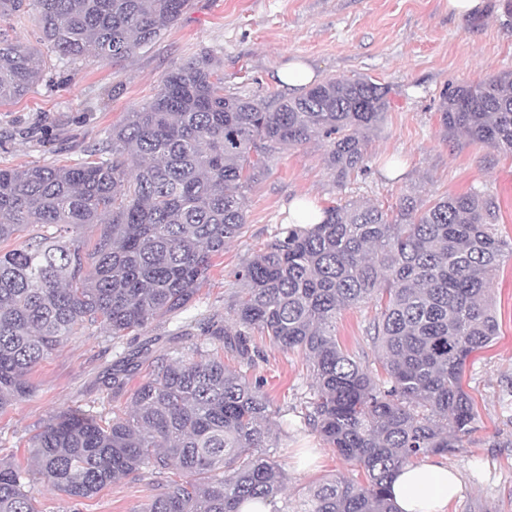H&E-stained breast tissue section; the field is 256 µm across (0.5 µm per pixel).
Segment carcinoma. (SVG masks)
<instances>
[{"label": "carcinoma", "instance_id": "obj_1", "mask_svg": "<svg viewBox=\"0 0 512 512\" xmlns=\"http://www.w3.org/2000/svg\"><path fill=\"white\" fill-rule=\"evenodd\" d=\"M190 0H0V22L30 7L58 59L114 62L155 41ZM34 49L0 29V105L43 80ZM390 88L364 76L329 78L264 101L224 90L205 53L169 72L147 104L72 165L0 168V412L28 397L32 370L75 331L99 325L119 339L180 313L215 257L244 233L247 191L281 150L321 141L337 183L366 171L370 135ZM443 135L512 154V70L439 96ZM498 200L475 188L407 196L397 210L348 200L319 224L280 226L235 271L224 316L184 321L253 367L256 336L303 355L313 395L303 420L321 443L363 467L365 482L328 479L298 512H396L390 484L421 456L447 455L472 431L462 384L469 356L498 323L491 280L512 240L496 228ZM103 228L90 252L78 230ZM371 302L374 361L340 345L336 316ZM135 351L112 368L120 391ZM262 381L224 367L196 345L153 357L132 410L109 421L70 410L30 438L35 471L79 503L148 473L160 478L144 512H241L285 489L274 460ZM181 472L179 478L169 470ZM29 472L0 460V512H38Z\"/></svg>", "mask_w": 512, "mask_h": 512}]
</instances>
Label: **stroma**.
Segmentation results:
<instances>
[{"mask_svg":"<svg viewBox=\"0 0 512 512\" xmlns=\"http://www.w3.org/2000/svg\"><path fill=\"white\" fill-rule=\"evenodd\" d=\"M6 28L37 49L46 76L19 101L0 105V168L85 159L126 112L154 97L168 72L206 52L219 61L225 90L266 100L284 94L276 70L294 60L308 62L317 78L367 76L391 93L382 127L367 147L366 172L336 183L319 143L289 147L268 161L247 193L244 234L215 260L182 315L156 319L118 339L96 326L81 328L36 366L31 394L0 413V458L27 463L30 437L60 411L107 419L127 412L137 378L118 393L107 384L120 353L156 337L184 347L177 334L183 318L223 313L234 271L287 223L292 201L322 209L358 199L387 208L406 195L478 188L498 198V232L512 238V156L462 135L444 137L437 112L444 89L512 69L506 0H484L480 13L460 19L449 15L448 0H191L160 39L116 63L58 60L30 13L12 17ZM490 295L498 334L466 364L464 386L476 419L462 448L444 458L463 483L447 512H512L511 259L501 265ZM374 314L365 304L336 319L340 345L363 361L373 358L364 328ZM259 344L264 358L255 372L265 380L278 444L288 451L280 459L288 479L276 506L299 512L312 484L339 475L360 481L364 473L305 427L299 405L309 396L311 378L303 356L265 338ZM32 486L39 512H143L155 494L149 480L130 478L75 505L41 480Z\"/></svg>","mask_w":512,"mask_h":512,"instance_id":"35a3bbf8","label":"stroma"}]
</instances>
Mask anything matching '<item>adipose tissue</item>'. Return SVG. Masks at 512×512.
<instances>
[{
  "instance_id": "adipose-tissue-1",
  "label": "adipose tissue",
  "mask_w": 512,
  "mask_h": 512,
  "mask_svg": "<svg viewBox=\"0 0 512 512\" xmlns=\"http://www.w3.org/2000/svg\"><path fill=\"white\" fill-rule=\"evenodd\" d=\"M391 492L397 512H446L460 492V480L437 461L409 465L395 476Z\"/></svg>"
}]
</instances>
